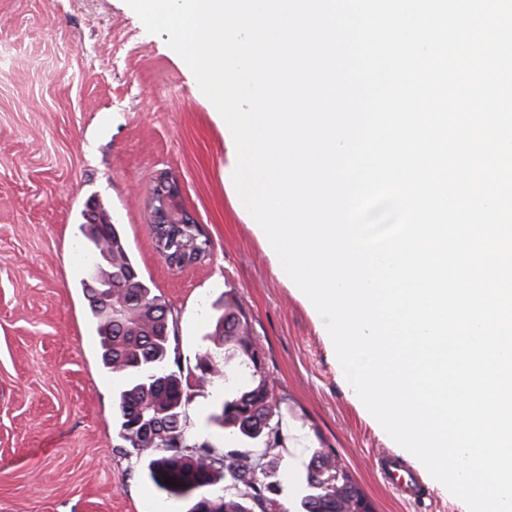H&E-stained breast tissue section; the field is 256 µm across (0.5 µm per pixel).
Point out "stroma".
Masks as SVG:
<instances>
[{"instance_id": "obj_1", "label": "stroma", "mask_w": 512, "mask_h": 512, "mask_svg": "<svg viewBox=\"0 0 512 512\" xmlns=\"http://www.w3.org/2000/svg\"><path fill=\"white\" fill-rule=\"evenodd\" d=\"M224 120L168 45L125 0H0V512H185L143 476L117 435L124 381L106 369L81 285L80 226L105 207L142 277L168 304L169 369L192 371L238 298L274 385L284 461L335 451L375 512H466L427 487L394 494L372 466L390 442L355 400L297 290L277 274L250 215L224 183ZM212 242L171 268L147 204L160 172ZM184 441L240 447L212 419L219 391L191 388Z\"/></svg>"}]
</instances>
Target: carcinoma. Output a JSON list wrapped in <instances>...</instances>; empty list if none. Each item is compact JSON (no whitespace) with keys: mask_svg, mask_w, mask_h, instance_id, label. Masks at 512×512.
Wrapping results in <instances>:
<instances>
[{"mask_svg":"<svg viewBox=\"0 0 512 512\" xmlns=\"http://www.w3.org/2000/svg\"><path fill=\"white\" fill-rule=\"evenodd\" d=\"M82 229L99 256L94 276L104 285L103 299L88 301L101 338L102 362L126 378L113 402L118 435L148 458V480L168 496L189 502L187 512H283L274 498L279 483L270 480L280 467L283 449L279 427L271 424L274 387L236 298L224 299V312L212 334L214 349L198 359L196 382L203 388H226L231 377L222 365L225 358L248 372L249 382L234 385L212 419L245 440L263 442L258 457L249 450H230L218 457L204 445L183 443L189 384L166 367L171 311L140 275L124 237L105 210L87 216ZM193 233L186 225L174 227L165 241H155L156 249L208 255L209 239ZM154 424L165 435L147 437L144 428ZM303 470L297 512H361L368 501L350 474L338 468L333 451L309 449ZM167 477L177 486L166 484ZM223 479L233 482L239 494L227 497L215 491Z\"/></svg>","mask_w":512,"mask_h":512,"instance_id":"1","label":"carcinoma"}]
</instances>
